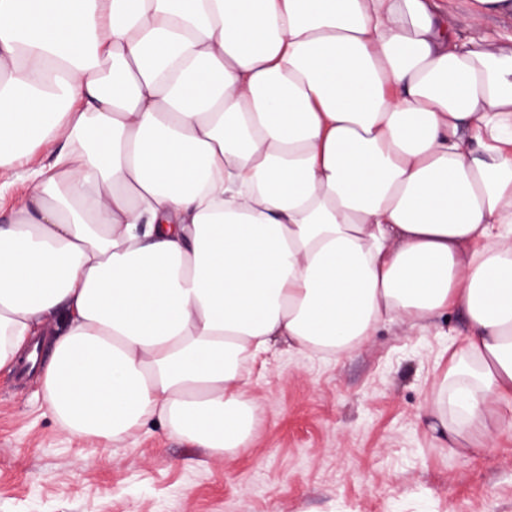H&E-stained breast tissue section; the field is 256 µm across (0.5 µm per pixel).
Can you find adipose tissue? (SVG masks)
Listing matches in <instances>:
<instances>
[{
	"label": "adipose tissue",
	"mask_w": 512,
	"mask_h": 512,
	"mask_svg": "<svg viewBox=\"0 0 512 512\" xmlns=\"http://www.w3.org/2000/svg\"><path fill=\"white\" fill-rule=\"evenodd\" d=\"M20 177L0 370L63 313L40 375L68 433L156 417L231 454L272 341L340 355L451 311L435 431L512 429V0H0Z\"/></svg>",
	"instance_id": "1"
}]
</instances>
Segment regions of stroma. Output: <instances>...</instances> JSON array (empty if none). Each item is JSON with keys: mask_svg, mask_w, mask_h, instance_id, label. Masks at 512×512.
<instances>
[{"mask_svg": "<svg viewBox=\"0 0 512 512\" xmlns=\"http://www.w3.org/2000/svg\"><path fill=\"white\" fill-rule=\"evenodd\" d=\"M466 322H383L322 355L279 343L250 367L258 428L211 454L148 422L122 445L69 435L40 374L0 370V512H512V431L476 458L425 413Z\"/></svg>", "mask_w": 512, "mask_h": 512, "instance_id": "stroma-1", "label": "stroma"}]
</instances>
